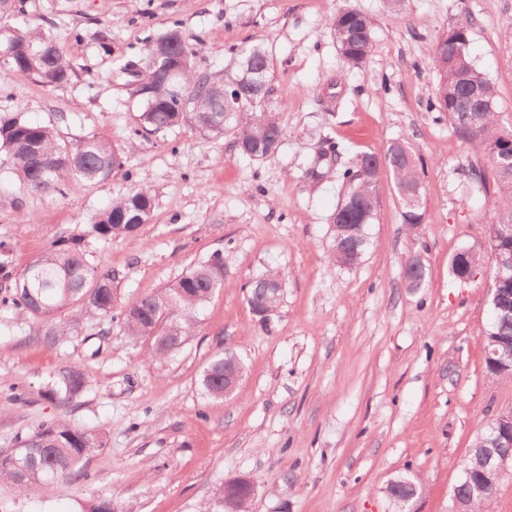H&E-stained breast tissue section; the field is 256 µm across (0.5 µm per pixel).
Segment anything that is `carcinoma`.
I'll list each match as a JSON object with an SVG mask.
<instances>
[{
	"mask_svg": "<svg viewBox=\"0 0 512 512\" xmlns=\"http://www.w3.org/2000/svg\"><path fill=\"white\" fill-rule=\"evenodd\" d=\"M328 25L333 32L342 63L360 68L372 52L369 18L356 8H345L330 15ZM470 27L457 23L436 41L431 50L437 82L432 108L448 119L452 132L461 140L479 149L482 162L472 166L471 180L486 200L492 201L487 226L495 270L502 271L497 305L510 311L493 320L488 331L512 337V236L502 230L512 225V150L506 146L512 139V118L496 111L493 83L474 67L469 54ZM163 36L176 40V50L185 66L178 79L185 89V98L171 96L172 77L153 60L155 42H150L143 57L128 59L121 70H139L142 87L149 94L140 97L139 126L145 132H159L174 126H187L204 135H230L239 154L264 160L270 157L267 140L284 136L279 113L259 110L257 106L269 94V59L266 50L253 45L240 51V72L226 83L208 74L197 72L194 52L185 42L180 25L175 23ZM0 41L12 43L13 57L4 62L9 72L25 76L47 87L62 86L71 78L72 69L63 58L52 36L21 31L16 28L0 34ZM478 85L481 108L475 112H459L457 98L466 84ZM4 152L10 173L31 191L52 196L61 192L70 179L103 183L112 172L123 166L120 153L108 140L88 136L72 145L62 144L53 129L31 123L16 116L0 115V152ZM342 151L330 138L321 141L319 151L305 169L304 176L318 181L331 174L321 168L327 156ZM391 169L397 189H407L410 196L400 195L402 223L413 229L425 220L423 209L422 164L403 140L390 142L380 153H365L353 166L341 173L344 195L333 213V240H338L342 225L354 228L356 246L364 252L366 228L376 214V181L381 164ZM154 197L149 189L136 187L112 201L93 222L95 234L109 241L136 235L150 222ZM426 266L419 256L405 264L407 287H422ZM10 300L22 316L48 319L73 303L81 305L85 316L95 319L112 315L120 298V281L110 269H103L90 260V255L76 239L58 241L25 267L18 276ZM282 277L269 272L250 284L247 303L262 295L261 285ZM224 288V260L220 252L185 271L168 287L145 294L135 305L122 311L123 328L134 340L148 338L157 357L179 350L185 337L192 334L198 310ZM244 369L240 358L231 353L216 352L209 359L201 376L207 395L224 398V371L231 365ZM85 386L82 373L67 369L59 374L56 384L42 395L64 404ZM100 435L55 420L22 440L17 463L0 460V479L30 488H49L54 482L71 479L80 472L86 453L100 448Z\"/></svg>",
	"mask_w": 512,
	"mask_h": 512,
	"instance_id": "obj_1",
	"label": "carcinoma"
}]
</instances>
